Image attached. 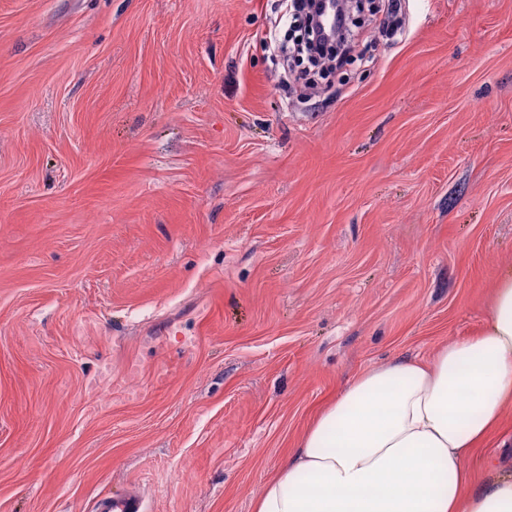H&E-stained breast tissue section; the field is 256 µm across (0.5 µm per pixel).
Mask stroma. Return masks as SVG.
I'll return each mask as SVG.
<instances>
[{"label":"stroma","instance_id":"1","mask_svg":"<svg viewBox=\"0 0 512 512\" xmlns=\"http://www.w3.org/2000/svg\"><path fill=\"white\" fill-rule=\"evenodd\" d=\"M320 89L281 0H0V512H253L358 374L512 267V0H401ZM142 501L139 496L128 491L123 496H102L94 503L95 512H140Z\"/></svg>","mask_w":512,"mask_h":512}]
</instances>
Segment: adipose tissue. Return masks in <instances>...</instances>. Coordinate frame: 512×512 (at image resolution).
I'll use <instances>...</instances> for the list:
<instances>
[{
	"mask_svg": "<svg viewBox=\"0 0 512 512\" xmlns=\"http://www.w3.org/2000/svg\"><path fill=\"white\" fill-rule=\"evenodd\" d=\"M512 408V268L478 333L433 362L394 358L324 406L266 480L253 512H512V471L471 456Z\"/></svg>",
	"mask_w": 512,
	"mask_h": 512,
	"instance_id": "adipose-tissue-1",
	"label": "adipose tissue"
}]
</instances>
